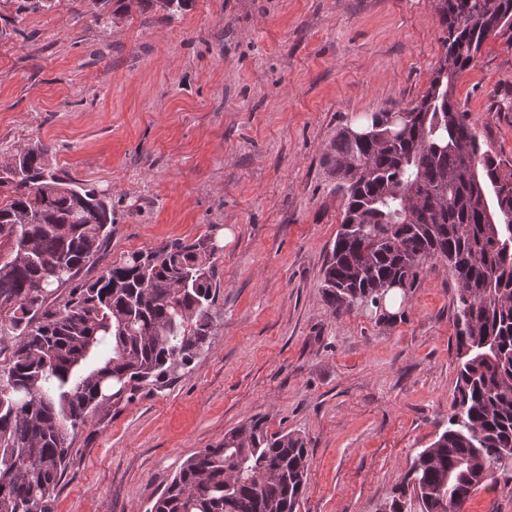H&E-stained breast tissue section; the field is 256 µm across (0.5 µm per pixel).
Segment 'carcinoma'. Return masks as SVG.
Here are the masks:
<instances>
[{"instance_id": "1", "label": "carcinoma", "mask_w": 512, "mask_h": 512, "mask_svg": "<svg viewBox=\"0 0 512 512\" xmlns=\"http://www.w3.org/2000/svg\"><path fill=\"white\" fill-rule=\"evenodd\" d=\"M16 14L53 0H17ZM174 19L192 0H143ZM94 22L106 25L125 0ZM446 48L420 102L342 129L324 155L344 212L323 274L333 309L379 306L442 260L455 279L457 395L451 428L413 461L386 503L462 512L512 458V166L481 144L452 101L457 75L512 29V0H437ZM35 143L0 154V512H52L75 433L101 405L162 383L211 335L217 248L208 238L131 252L78 275L111 235L112 203ZM69 284L65 297L56 295ZM310 466L304 439L256 418L189 457L149 512H297Z\"/></svg>"}]
</instances>
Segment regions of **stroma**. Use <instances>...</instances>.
<instances>
[{"instance_id": "obj_1", "label": "stroma", "mask_w": 512, "mask_h": 512, "mask_svg": "<svg viewBox=\"0 0 512 512\" xmlns=\"http://www.w3.org/2000/svg\"><path fill=\"white\" fill-rule=\"evenodd\" d=\"M16 12L0 0V154L34 143L112 200L93 279L128 252L219 248L213 338L169 380L97 411L72 441L53 512H148L183 463L260 417L310 454L298 512H383L447 429L456 283L436 262L383 308L321 288L343 217L322 163L344 126L426 94L445 53L436 0H193L175 20L125 0ZM453 101L512 163V30ZM464 512H512V460Z\"/></svg>"}]
</instances>
